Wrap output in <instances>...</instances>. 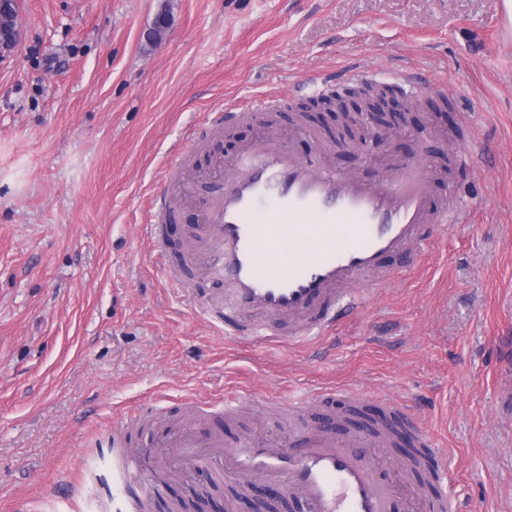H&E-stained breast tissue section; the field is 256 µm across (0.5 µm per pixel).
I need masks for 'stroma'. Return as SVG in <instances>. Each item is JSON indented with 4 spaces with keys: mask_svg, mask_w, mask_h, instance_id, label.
Wrapping results in <instances>:
<instances>
[{
    "mask_svg": "<svg viewBox=\"0 0 512 512\" xmlns=\"http://www.w3.org/2000/svg\"><path fill=\"white\" fill-rule=\"evenodd\" d=\"M22 39L0 57V512H112L98 465L110 437L152 445L161 427L226 439L287 431L265 396L333 387L404 404L444 452L458 512H512V34L498 0H16ZM169 25L147 37L159 15ZM443 83L450 111L416 108L336 143L341 107L296 112L349 68ZM277 111L226 127L211 112L270 91ZM470 114L479 143L463 168ZM313 165L373 181L413 148L440 202L473 207L443 225L422 267L363 292L335 347L249 348L194 312L168 272L202 236L192 210L155 251L159 175L193 142L183 177L262 131ZM244 394L230 419L188 409Z\"/></svg>",
    "mask_w": 512,
    "mask_h": 512,
    "instance_id": "1",
    "label": "stroma"
}]
</instances>
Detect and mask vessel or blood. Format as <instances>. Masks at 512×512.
<instances>
[{
  "label": "vessel or blood",
  "mask_w": 512,
  "mask_h": 512,
  "mask_svg": "<svg viewBox=\"0 0 512 512\" xmlns=\"http://www.w3.org/2000/svg\"><path fill=\"white\" fill-rule=\"evenodd\" d=\"M184 143L171 158L155 196L158 216L183 196ZM217 189L200 220L209 249L207 276L222 282L198 312L238 344L284 343L328 335L355 306L354 285L390 281L384 261L424 248V227L448 221L447 204L433 202V175L419 158L401 161L394 176L365 183L333 172H315L284 142L259 137L230 160L215 159L200 175ZM316 397L279 400L289 420L300 423L294 447L279 436L235 442L199 435L183 423L160 430L154 445L188 466L243 484L276 483L305 512H388L391 490L378 469L376 449L392 444L388 431L339 438L309 417ZM154 457L127 448L112 451L115 512H136L158 498Z\"/></svg>",
  "instance_id": "1"
}]
</instances>
